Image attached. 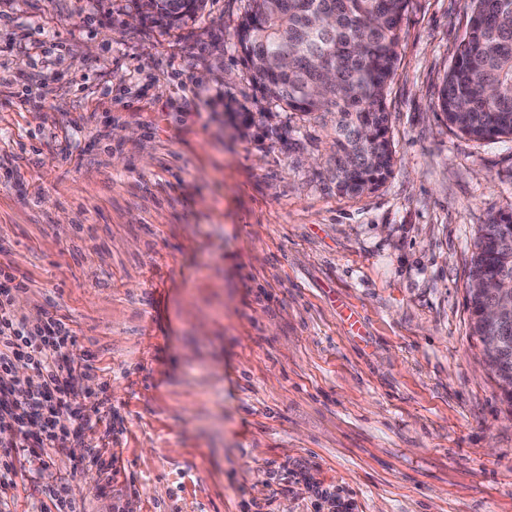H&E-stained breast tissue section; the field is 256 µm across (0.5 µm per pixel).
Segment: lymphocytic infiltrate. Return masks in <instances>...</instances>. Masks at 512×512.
I'll return each mask as SVG.
<instances>
[{
	"instance_id": "lymphocytic-infiltrate-1",
	"label": "lymphocytic infiltrate",
	"mask_w": 512,
	"mask_h": 512,
	"mask_svg": "<svg viewBox=\"0 0 512 512\" xmlns=\"http://www.w3.org/2000/svg\"><path fill=\"white\" fill-rule=\"evenodd\" d=\"M26 287V281L11 274L0 280L1 490L18 486L19 471L13 461L18 449H29L50 467L66 457L69 444L84 441L94 427L90 417L73 409L69 395L75 378L94 376L96 369L89 360L68 354L75 336L63 318L48 316L33 325L16 314L12 294ZM20 365L40 378L36 389H26L13 379Z\"/></svg>"
}]
</instances>
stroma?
I'll return each mask as SVG.
<instances>
[{
  "label": "stroma",
  "mask_w": 512,
  "mask_h": 512,
  "mask_svg": "<svg viewBox=\"0 0 512 512\" xmlns=\"http://www.w3.org/2000/svg\"><path fill=\"white\" fill-rule=\"evenodd\" d=\"M244 5L165 27L133 0H0V270L97 367L74 406L114 412L78 472L17 456L0 512H55L49 485L85 512H512V405L468 301L512 141L438 108L470 0H411L393 173L355 197L331 129L247 78Z\"/></svg>",
  "instance_id": "1"
}]
</instances>
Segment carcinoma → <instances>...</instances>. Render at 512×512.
Segmentation results:
<instances>
[{
    "mask_svg": "<svg viewBox=\"0 0 512 512\" xmlns=\"http://www.w3.org/2000/svg\"><path fill=\"white\" fill-rule=\"evenodd\" d=\"M465 37L438 96L448 124L476 140L512 139V0H470ZM410 0H247L237 45L251 82L291 112L331 124L328 171L336 191L357 196L391 173L386 90ZM146 20L179 26L204 0H136ZM512 213L481 226L471 281L512 277ZM475 335L503 334L512 369V321L503 333L482 324L490 289L469 288Z\"/></svg>",
    "mask_w": 512,
    "mask_h": 512,
    "instance_id": "cac0c4a2",
    "label": "carcinoma"
}]
</instances>
